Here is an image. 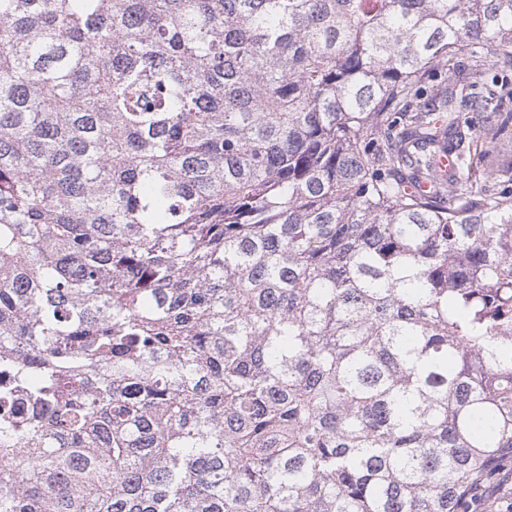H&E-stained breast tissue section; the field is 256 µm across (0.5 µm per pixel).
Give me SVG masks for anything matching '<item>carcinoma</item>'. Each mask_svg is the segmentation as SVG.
Returning a JSON list of instances; mask_svg holds the SVG:
<instances>
[{
    "label": "carcinoma",
    "mask_w": 512,
    "mask_h": 512,
    "mask_svg": "<svg viewBox=\"0 0 512 512\" xmlns=\"http://www.w3.org/2000/svg\"><path fill=\"white\" fill-rule=\"evenodd\" d=\"M507 71L512 0H0V512H488Z\"/></svg>",
    "instance_id": "1"
}]
</instances>
